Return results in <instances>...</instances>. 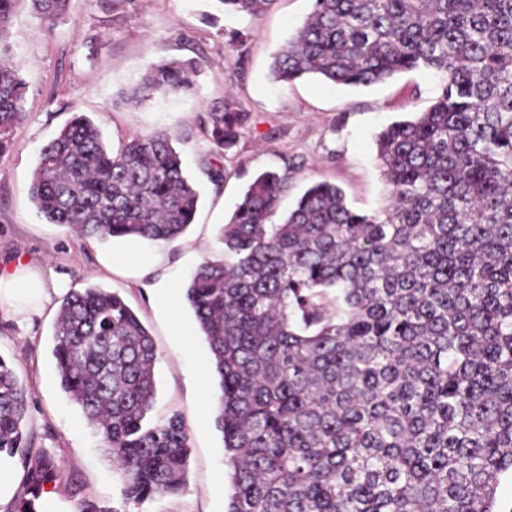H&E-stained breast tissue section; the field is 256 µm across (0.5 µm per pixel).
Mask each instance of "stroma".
Listing matches in <instances>:
<instances>
[{"label": "stroma", "instance_id": "1", "mask_svg": "<svg viewBox=\"0 0 512 512\" xmlns=\"http://www.w3.org/2000/svg\"><path fill=\"white\" fill-rule=\"evenodd\" d=\"M312 6V0H275L257 18L224 15L215 22L214 0H71L67 20L56 26L28 13L13 20L4 44L20 68L25 95L13 144L0 153V268L20 263L52 272L63 286L44 301L0 305V356L26 388L24 428L32 448L60 462L57 479L45 486L48 512H80L88 500L110 512H226L230 485L214 424L219 390L208 345L185 298L191 274L204 259L223 255L221 229L262 172L291 177L283 214L322 178L338 185L352 208L380 210L387 191L376 163L378 133L426 111L440 93L439 79L426 71L358 88L316 78L275 84L272 54ZM243 28L252 40L241 57L224 33ZM159 60L192 62L195 92L130 101L131 89ZM228 97L249 120L224 159L230 176L218 189L199 169L210 150L200 122L210 106ZM76 112L93 120L114 149L134 134H170L201 192L182 238L84 239L38 213L31 179L39 153ZM108 254L133 256L136 274L107 266ZM89 286L119 293L156 344L154 412L180 413L189 437L186 483L178 495L124 500L110 447L59 386L54 321L66 291Z\"/></svg>", "mask_w": 512, "mask_h": 512}]
</instances>
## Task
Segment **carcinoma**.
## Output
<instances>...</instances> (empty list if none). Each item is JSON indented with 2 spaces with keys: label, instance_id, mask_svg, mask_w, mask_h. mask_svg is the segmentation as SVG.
Instances as JSON below:
<instances>
[{
  "label": "carcinoma",
  "instance_id": "obj_1",
  "mask_svg": "<svg viewBox=\"0 0 512 512\" xmlns=\"http://www.w3.org/2000/svg\"><path fill=\"white\" fill-rule=\"evenodd\" d=\"M257 17L274 0H219ZM69 0H0V42L27 10L53 26ZM432 71L441 93L377 136L390 203L350 208L336 184H312L275 224L289 175H257L185 291L221 391L231 482L227 512H496L512 472V0H313L274 55L282 86L313 76L370 86ZM189 62L149 65L129 100L189 95ZM25 87L0 47V153ZM233 102L203 120L202 174L239 143ZM32 198L83 238L175 241L200 193L166 132L117 150L74 113L40 152ZM60 386L112 450L122 496L184 488L188 433L154 421L153 339L118 294L70 290L53 330ZM25 388L0 357V458L23 474L11 512H41L56 460L23 430Z\"/></svg>",
  "mask_w": 512,
  "mask_h": 512
}]
</instances>
